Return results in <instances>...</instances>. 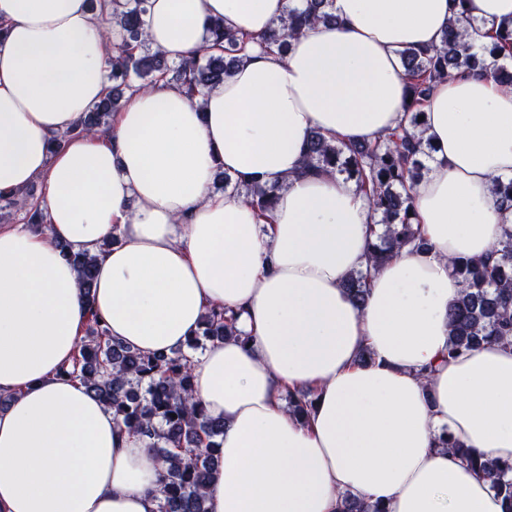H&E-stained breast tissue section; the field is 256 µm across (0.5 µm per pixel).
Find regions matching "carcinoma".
Masks as SVG:
<instances>
[{"label": "carcinoma", "instance_id": "1", "mask_svg": "<svg viewBox=\"0 0 512 512\" xmlns=\"http://www.w3.org/2000/svg\"><path fill=\"white\" fill-rule=\"evenodd\" d=\"M108 29L117 32L108 62V92L78 123L79 132L103 130L129 92L145 89L160 80L182 88L193 96L224 82L242 61L250 43L279 54L289 41L319 23L336 22L332 0H307L303 9L288 15L258 36L237 35L215 20L209 25L208 44L176 63L150 44L145 32L148 0H91ZM477 29L467 15L465 0L437 44L409 46L400 56L407 79V101L398 128L372 143L333 142L315 130L304 148V167L314 174L334 172L355 183L364 193L372 213L378 217L370 234L379 243L367 255L366 267L345 282L349 295L364 303L370 278L399 250L426 247L419 225L414 223L410 190L428 168L433 146L422 142L423 102L431 83L456 76L486 75L512 89V25L490 34V45L470 41ZM218 185L246 197L261 216L275 207L277 188L256 181H232L218 174ZM494 199L512 210V178L495 185ZM22 213L28 225L47 224L40 197L28 189L21 193L0 191V213ZM80 273V288L92 301L96 271L94 259L84 253L69 254ZM450 264L463 284L459 302L448 310L451 338L448 355L453 356L481 343L512 341V229L486 257L452 259ZM238 313L228 307H209L201 320V331L189 343L190 352L145 355L112 338L104 322L91 315L78 342V355L63 373L79 381L87 393L112 411L113 420L129 432L147 439L161 464L156 512H209L206 488L219 466L218 438L224 424L210 417L195 397L191 353L236 333ZM289 411L298 417L313 406L310 391L290 392ZM445 447L476 472L489 478L502 497L506 512H512V464H495L474 454L448 437ZM337 512H385L379 504L350 495L342 496Z\"/></svg>", "mask_w": 512, "mask_h": 512}]
</instances>
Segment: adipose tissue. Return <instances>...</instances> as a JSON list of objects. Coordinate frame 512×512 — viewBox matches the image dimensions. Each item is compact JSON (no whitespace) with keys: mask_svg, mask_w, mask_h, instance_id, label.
<instances>
[{"mask_svg":"<svg viewBox=\"0 0 512 512\" xmlns=\"http://www.w3.org/2000/svg\"><path fill=\"white\" fill-rule=\"evenodd\" d=\"M305 0H149L146 31L174 61L210 19L258 35ZM335 22L286 56L249 47L223 84L129 95L107 130L51 139L102 100L109 39L87 0H0V190L43 183L46 228L0 226V512H154L160 469L144 441L61 375L97 314L142 353L185 348L206 307L239 310L237 337L192 359L224 425L210 512H337L342 495L386 512H503L490 480L448 453L454 437L512 464V343L448 354L461 293L449 261L489 255L512 212V91L448 78L423 106L436 148L413 208L427 250L374 273L364 306L344 287L366 265L371 211L355 185L303 168L313 130L369 142L403 116L399 52L438 43L454 0H333ZM224 170L279 185L270 222L215 192ZM118 243L104 247L111 234ZM96 259L86 305L68 252ZM372 360L360 361L363 352ZM314 393L293 418L285 396Z\"/></svg>","mask_w":512,"mask_h":512,"instance_id":"obj_1","label":"adipose tissue"}]
</instances>
